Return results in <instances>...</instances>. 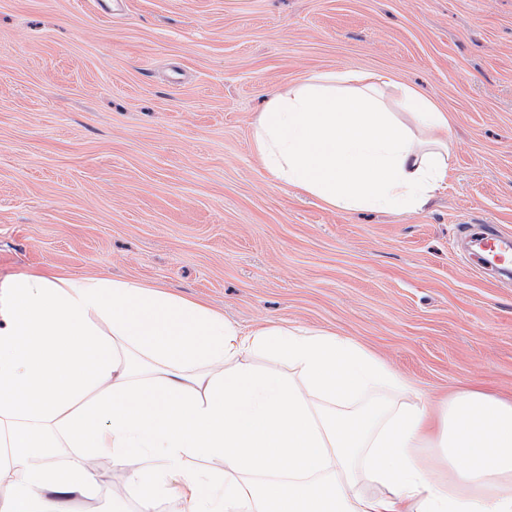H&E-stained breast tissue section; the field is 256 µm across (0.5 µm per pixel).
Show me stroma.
<instances>
[{"instance_id": "35a3bbf8", "label": "stroma", "mask_w": 512, "mask_h": 512, "mask_svg": "<svg viewBox=\"0 0 512 512\" xmlns=\"http://www.w3.org/2000/svg\"><path fill=\"white\" fill-rule=\"evenodd\" d=\"M379 73L450 119L448 186L347 211L253 150L278 89ZM512 0H0V280L53 267L161 285L241 334L348 337L427 398L512 400ZM98 512H137L110 465ZM482 249L475 255L474 260L477 265L486 267L488 265H512V252L503 251L498 242L500 235L492 232H480Z\"/></svg>"}]
</instances>
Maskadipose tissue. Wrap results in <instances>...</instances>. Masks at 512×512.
Wrapping results in <instances>:
<instances>
[{
  "mask_svg": "<svg viewBox=\"0 0 512 512\" xmlns=\"http://www.w3.org/2000/svg\"><path fill=\"white\" fill-rule=\"evenodd\" d=\"M449 129L413 87L328 73L276 91L253 145L282 186L413 213L448 184ZM255 351L294 374L253 367ZM387 388L406 386L327 331L243 337L153 285L16 275L0 281V512H71L102 460L127 471L138 512H512V403L464 390L436 407ZM190 455L212 470H187Z\"/></svg>",
  "mask_w": 512,
  "mask_h": 512,
  "instance_id": "obj_1",
  "label": "adipose tissue"
}]
</instances>
